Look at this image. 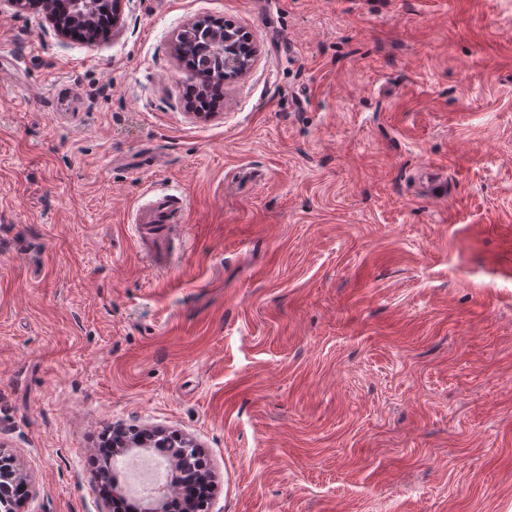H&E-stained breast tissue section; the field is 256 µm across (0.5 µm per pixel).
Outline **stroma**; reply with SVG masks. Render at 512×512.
<instances>
[{
	"instance_id": "obj_1",
	"label": "stroma",
	"mask_w": 512,
	"mask_h": 512,
	"mask_svg": "<svg viewBox=\"0 0 512 512\" xmlns=\"http://www.w3.org/2000/svg\"><path fill=\"white\" fill-rule=\"evenodd\" d=\"M120 8L97 42L0 14L21 512H113L115 427L201 445L209 512H512V0ZM210 17L257 55L203 118L175 42ZM151 187L184 199L165 261ZM182 200L165 192L154 193L151 199L142 205L136 214L134 229L143 243H162L166 237L167 226L173 222L174 215L182 211Z\"/></svg>"
}]
</instances>
